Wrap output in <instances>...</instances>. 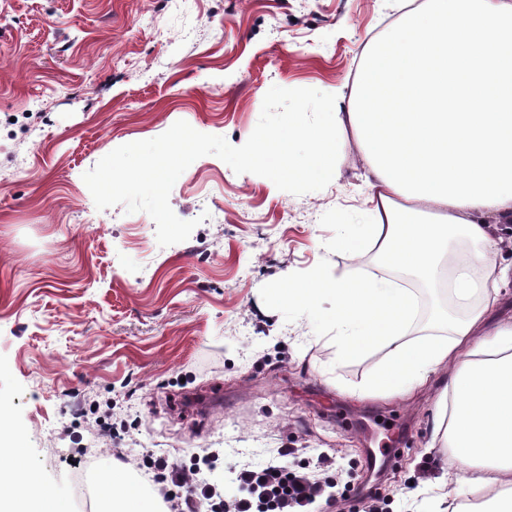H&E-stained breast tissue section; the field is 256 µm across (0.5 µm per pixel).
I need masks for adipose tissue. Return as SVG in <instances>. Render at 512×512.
Instances as JSON below:
<instances>
[{"instance_id":"1","label":"adipose tissue","mask_w":512,"mask_h":512,"mask_svg":"<svg viewBox=\"0 0 512 512\" xmlns=\"http://www.w3.org/2000/svg\"><path fill=\"white\" fill-rule=\"evenodd\" d=\"M319 126L292 121L287 137L258 134L241 154L242 169L279 170L288 141L315 148L291 169L294 180L334 175L341 133L351 127L367 162L371 206L339 219L335 247L375 251L403 271L429 276L449 238L473 244L449 258L448 288L462 316H441L442 337L409 340L418 302L403 281L333 278L315 270L283 297L301 312L321 314L345 359L383 350L364 391L388 396L446 371L433 436L455 468L435 487L430 507L450 512H512V316L498 313L502 295L486 275L497 267L500 225L512 224V0H425L374 43L352 95L325 101ZM121 491H105L99 512H168L120 464ZM0 512H65L18 468L0 467Z\"/></svg>"}]
</instances>
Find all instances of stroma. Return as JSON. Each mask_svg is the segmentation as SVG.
Returning a JSON list of instances; mask_svg holds the SVG:
<instances>
[{"label":"stroma","mask_w":512,"mask_h":512,"mask_svg":"<svg viewBox=\"0 0 512 512\" xmlns=\"http://www.w3.org/2000/svg\"><path fill=\"white\" fill-rule=\"evenodd\" d=\"M409 0H0V424L14 454L68 501L115 460L194 468L226 499L246 465L280 457L334 485L312 512H405L448 469L432 441V375L408 397L360 391L382 359L344 360L316 316L273 291L327 265L376 276L369 252L326 250L337 213L369 208L366 163L348 154L323 190L294 195L213 155L169 198L197 220L159 246L144 212L97 210L83 175L116 147L176 121L243 144L272 86L351 92L370 43ZM288 456H281V449ZM396 449L383 475L365 455Z\"/></svg>","instance_id":"35a3bbf8"}]
</instances>
